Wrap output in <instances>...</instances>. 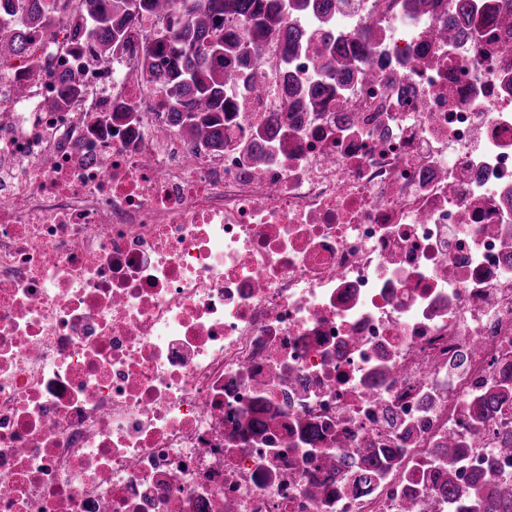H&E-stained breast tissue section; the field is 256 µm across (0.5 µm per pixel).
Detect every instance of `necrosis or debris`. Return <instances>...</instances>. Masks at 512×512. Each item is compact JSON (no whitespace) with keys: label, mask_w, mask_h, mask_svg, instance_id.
Here are the masks:
<instances>
[{"label":"necrosis or debris","mask_w":512,"mask_h":512,"mask_svg":"<svg viewBox=\"0 0 512 512\" xmlns=\"http://www.w3.org/2000/svg\"><path fill=\"white\" fill-rule=\"evenodd\" d=\"M343 15L386 32L372 76L311 110L281 86L316 60L266 42L220 151L155 134L165 17L108 62L56 23L0 58V512H449L438 444L463 485L512 434V398L470 417L512 381L506 37L429 49L436 17ZM63 75L80 92L46 109ZM369 449L367 483L328 465ZM504 386L494 385L489 387L479 399L477 414L478 420L493 414L500 405L505 393L502 391Z\"/></svg>","instance_id":"1"}]
</instances>
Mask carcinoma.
I'll return each mask as SVG.
<instances>
[{
	"label": "carcinoma",
	"mask_w": 512,
	"mask_h": 512,
	"mask_svg": "<svg viewBox=\"0 0 512 512\" xmlns=\"http://www.w3.org/2000/svg\"><path fill=\"white\" fill-rule=\"evenodd\" d=\"M12 10L0 13V56L19 55L28 47L30 32L47 18L67 17L71 0H12ZM78 17L72 37L93 44L96 55L112 60L128 29L137 19L170 16V23L143 50L141 76L157 85L167 112L166 131L177 129L191 140L224 148L225 97L228 86L241 82L254 93L264 83L253 70L255 50L275 39L288 50H302L318 63L321 79L288 85L289 93L306 107L316 109L326 95L364 74L372 50L383 38L381 29L367 22L359 33L342 34L337 28L344 0H77ZM409 14L448 11L446 23L427 33V44L475 39L485 16L482 0H391ZM236 19L244 28L224 26ZM278 132L274 124L255 132L248 150L262 160L266 146ZM505 398L503 387L488 388L479 399L477 414H493ZM438 464L430 472V489L448 497V503L469 506V512H512V483L491 475L492 464L466 485L457 482L446 460L457 451L453 436L441 445Z\"/></svg>",
	"instance_id": "carcinoma-1"
}]
</instances>
